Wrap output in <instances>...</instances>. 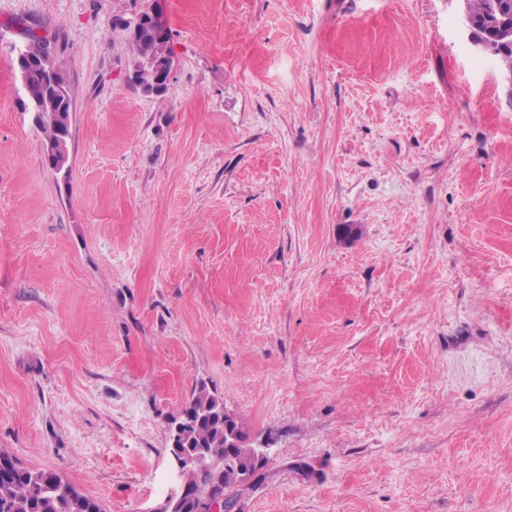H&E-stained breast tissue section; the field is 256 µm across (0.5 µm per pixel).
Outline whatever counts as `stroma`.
Masks as SVG:
<instances>
[{
    "label": "stroma",
    "mask_w": 512,
    "mask_h": 512,
    "mask_svg": "<svg viewBox=\"0 0 512 512\" xmlns=\"http://www.w3.org/2000/svg\"><path fill=\"white\" fill-rule=\"evenodd\" d=\"M145 3L0 0V451L161 512L203 384L267 454L236 512H512V86L462 0H164L159 96ZM119 23L129 31L130 36L137 35L143 24L151 25L156 30L166 31L168 29L162 13L160 0L151 1V5L146 13L139 12L131 18L120 20ZM169 41L168 30L162 36L143 32L135 38H130L136 63L151 57L155 60L161 59L162 62L170 61L172 64L173 56L169 47ZM42 54L39 56L38 63L45 70L49 79V98L48 102L36 100L25 87V72L32 62L28 54L29 42H26L17 51L16 65L18 78L23 88V97L21 102L25 112H35L39 119L46 117L52 123L61 127L60 139L58 142L46 139V154L50 160V166L55 170H61L68 163V145L67 140L70 133L72 119V101L69 93L67 80L56 62V49L49 40L42 42ZM39 40H32L31 55L38 57L41 51ZM61 103V107L55 110V105ZM185 416H181L179 421H176L174 423V426L171 428L170 431V440H171V447L170 453L173 459V463L175 465V468L177 469V473L179 476L182 477L183 471L191 465H196L199 460L202 457H196L191 459L187 455L181 453L177 448L183 447V440L185 436V431L188 425L190 424L189 418H186L184 420Z\"/></svg>",
    "instance_id": "1"
}]
</instances>
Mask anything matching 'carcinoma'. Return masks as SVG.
Here are the masks:
<instances>
[{
  "label": "carcinoma",
  "instance_id": "cac0c4a2",
  "mask_svg": "<svg viewBox=\"0 0 512 512\" xmlns=\"http://www.w3.org/2000/svg\"><path fill=\"white\" fill-rule=\"evenodd\" d=\"M492 0H467L470 18L478 36L493 41L494 28L487 17ZM169 33L157 35L143 32L130 39L136 61L146 58L163 62L173 60L169 47ZM27 87L33 94L39 93L46 83L42 70H28ZM196 415L190 428L189 448L207 452L201 466L193 468L185 477L187 486L194 494L189 500L190 509L204 500L209 490V471L222 472L224 489L231 494V506H236L240 494V471L224 466V404L219 396L206 386L194 388L188 403ZM0 512H104L103 505L94 498L78 491L63 475L48 470L29 469L13 463L10 469L0 470Z\"/></svg>",
  "mask_w": 512,
  "mask_h": 512
}]
</instances>
